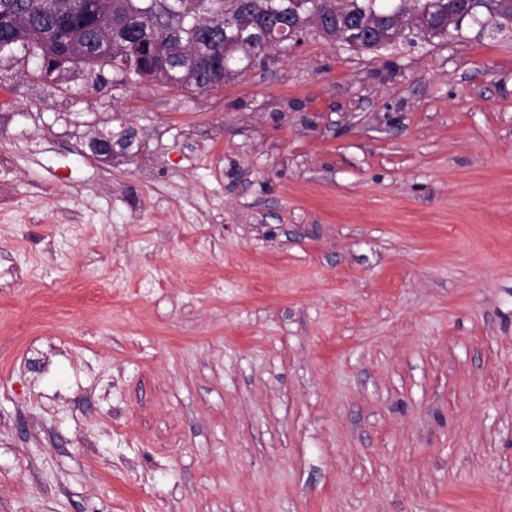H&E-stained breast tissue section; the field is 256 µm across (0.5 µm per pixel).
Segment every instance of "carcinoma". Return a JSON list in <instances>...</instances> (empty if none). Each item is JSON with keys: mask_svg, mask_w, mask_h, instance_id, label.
Listing matches in <instances>:
<instances>
[{"mask_svg": "<svg viewBox=\"0 0 512 512\" xmlns=\"http://www.w3.org/2000/svg\"><path fill=\"white\" fill-rule=\"evenodd\" d=\"M187 11L178 0H56L58 17L46 14L43 0H0V54L20 52L37 61L34 77L48 81L58 71L44 62L71 54L74 46L86 54L65 63L63 71L78 69L96 79L109 69L126 82L152 78L201 92L224 87L225 68L237 74L253 60L277 49L288 38L281 30L297 22L303 6L298 0H192ZM322 25L358 30L364 20L375 19L385 34L393 30L392 15L420 14L439 26L453 13L465 19L485 10L479 0H320ZM232 13L251 22L255 40L235 43L219 22Z\"/></svg>", "mask_w": 512, "mask_h": 512, "instance_id": "1", "label": "carcinoma"}]
</instances>
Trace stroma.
Returning a JSON list of instances; mask_svg holds the SVG:
<instances>
[{
	"mask_svg": "<svg viewBox=\"0 0 512 512\" xmlns=\"http://www.w3.org/2000/svg\"><path fill=\"white\" fill-rule=\"evenodd\" d=\"M30 70L0 56V512H512V22L311 29L209 94Z\"/></svg>",
	"mask_w": 512,
	"mask_h": 512,
	"instance_id": "35a3bbf8",
	"label": "stroma"
}]
</instances>
